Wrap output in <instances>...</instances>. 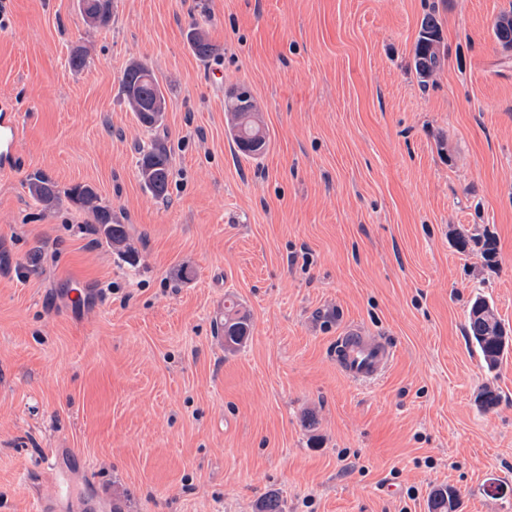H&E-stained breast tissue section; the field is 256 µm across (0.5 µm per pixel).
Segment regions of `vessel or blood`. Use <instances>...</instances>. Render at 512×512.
<instances>
[{
  "label": "vessel or blood",
  "mask_w": 512,
  "mask_h": 512,
  "mask_svg": "<svg viewBox=\"0 0 512 512\" xmlns=\"http://www.w3.org/2000/svg\"><path fill=\"white\" fill-rule=\"evenodd\" d=\"M19 121L10 98L0 96V167L7 169L18 157ZM395 355L392 344L364 328L350 326L337 336L331 358L351 381L369 385L380 380Z\"/></svg>",
  "instance_id": "b4317fda"
}]
</instances>
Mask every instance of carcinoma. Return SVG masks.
Returning a JSON list of instances; mask_svg holds the SVG:
<instances>
[{"instance_id": "obj_1", "label": "carcinoma", "mask_w": 512, "mask_h": 512, "mask_svg": "<svg viewBox=\"0 0 512 512\" xmlns=\"http://www.w3.org/2000/svg\"><path fill=\"white\" fill-rule=\"evenodd\" d=\"M82 14L87 25L94 28L106 26L112 17V0H82ZM439 32L437 16L433 13L426 15L414 49V69L421 79L430 77L441 66ZM189 39L197 56L205 58L212 54L213 46L201 29L190 30ZM122 85L127 103L138 121L148 129L159 128L163 123L166 99L153 70L144 62H133L123 73ZM224 104L227 135L237 152L247 158L260 157L266 150L267 132L251 94L244 89L233 92ZM139 155L137 176L141 184L153 197L167 198L171 172L164 144L156 140L140 148ZM27 187L31 196L47 208L61 201L56 184L40 173L28 176ZM67 198L79 208L92 212L96 232L112 252L130 264L136 262L137 251L130 243L127 226L114 222L111 212L97 205L98 196L92 187L75 186ZM216 333L224 340V349L235 350L250 336V320L231 301L224 305V318L216 323ZM466 336L490 371L498 367L512 346V336L483 297L476 298L470 307ZM453 498V493L446 488L435 490L429 501V512H454Z\"/></svg>"}]
</instances>
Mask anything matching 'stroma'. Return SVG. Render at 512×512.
Listing matches in <instances>:
<instances>
[{"mask_svg":"<svg viewBox=\"0 0 512 512\" xmlns=\"http://www.w3.org/2000/svg\"><path fill=\"white\" fill-rule=\"evenodd\" d=\"M431 11L443 64L423 83ZM504 14L512 0H112L92 28L78 0H0L20 124L0 168V512H256L271 494L281 512H428L439 487L455 512H512V353L487 372L465 336L477 296L512 328ZM134 60L166 91L155 131L124 99ZM239 87L268 134L255 160L225 133ZM157 139L164 202L136 175ZM37 171L92 186L137 264L69 200L36 202ZM228 297L251 323L233 351L214 330ZM352 325L395 348L375 384L331 359ZM440 23L434 13L427 14L421 23V34L414 49V69L425 82L441 66L439 44Z\"/></svg>","mask_w":512,"mask_h":512,"instance_id":"35a3bbf8","label":"stroma"}]
</instances>
